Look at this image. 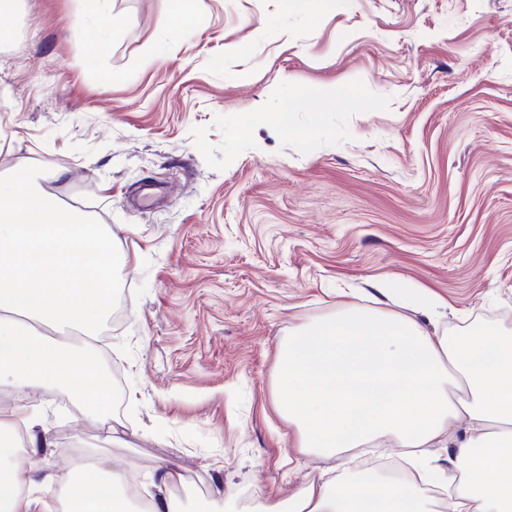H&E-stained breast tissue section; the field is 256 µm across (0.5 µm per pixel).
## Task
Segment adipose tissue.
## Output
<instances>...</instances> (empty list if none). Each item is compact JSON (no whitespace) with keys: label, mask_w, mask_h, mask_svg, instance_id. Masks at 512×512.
I'll return each instance as SVG.
<instances>
[{"label":"adipose tissue","mask_w":512,"mask_h":512,"mask_svg":"<svg viewBox=\"0 0 512 512\" xmlns=\"http://www.w3.org/2000/svg\"><path fill=\"white\" fill-rule=\"evenodd\" d=\"M21 169L0 180V389L66 387L100 417L110 397L86 347L56 341L45 328L93 338L112 304L109 266L127 261L112 234L77 212L47 204ZM275 393L295 424L302 453L333 468L276 499L253 492L249 512H512V338L489 330L451 336L417 319L355 303L296 330L278 360ZM467 421L469 436L449 429ZM37 421L24 407L0 411V512H216L186 507L173 490L176 463L130 489L119 460L98 458L96 479L75 469L36 476L17 464ZM404 448V480L365 479L351 449ZM60 490L56 502L45 486Z\"/></svg>","instance_id":"ef3b65f1"}]
</instances>
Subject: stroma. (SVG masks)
I'll list each match as a JSON object with an SVG mask.
<instances>
[{"label": "stroma", "instance_id": "35a3bbf8", "mask_svg": "<svg viewBox=\"0 0 512 512\" xmlns=\"http://www.w3.org/2000/svg\"><path fill=\"white\" fill-rule=\"evenodd\" d=\"M0 24V177L43 173L46 202L129 258L97 329L113 438L69 390L27 393L37 473L78 448L141 480L171 461L184 497L242 512L331 465L275 408L297 327L346 301L403 312L391 283L447 302L421 323L512 336V0H195L180 25L167 0H112L104 46L78 0H17ZM287 102L315 139L279 133Z\"/></svg>", "mask_w": 512, "mask_h": 512}]
</instances>
